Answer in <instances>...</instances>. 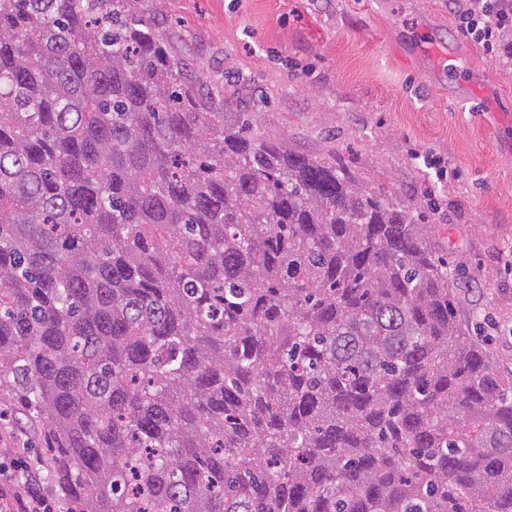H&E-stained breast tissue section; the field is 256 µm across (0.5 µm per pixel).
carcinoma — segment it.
<instances>
[{"label":"carcinoma","instance_id":"cac0c4a2","mask_svg":"<svg viewBox=\"0 0 512 512\" xmlns=\"http://www.w3.org/2000/svg\"><path fill=\"white\" fill-rule=\"evenodd\" d=\"M140 3L0 0V397L69 512H512L434 227L200 111Z\"/></svg>","mask_w":512,"mask_h":512}]
</instances>
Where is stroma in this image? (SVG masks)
<instances>
[{
	"mask_svg": "<svg viewBox=\"0 0 512 512\" xmlns=\"http://www.w3.org/2000/svg\"><path fill=\"white\" fill-rule=\"evenodd\" d=\"M173 55L188 65L203 109L240 98L256 131L294 149L341 157L369 188L434 225L436 243L468 280L459 310L470 334L512 370V122L476 115L463 82L512 99V64L492 60L458 29L448 0H145ZM461 50L464 80L448 73ZM447 178L432 186L424 155ZM12 434L52 498L39 432L0 398Z\"/></svg>",
	"mask_w": 512,
	"mask_h": 512,
	"instance_id": "1",
	"label": "stroma"
}]
</instances>
